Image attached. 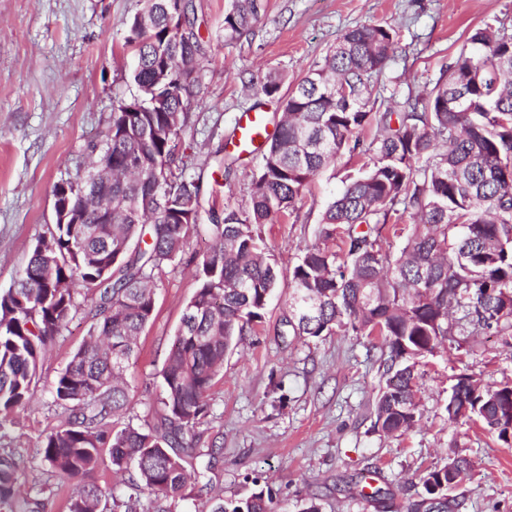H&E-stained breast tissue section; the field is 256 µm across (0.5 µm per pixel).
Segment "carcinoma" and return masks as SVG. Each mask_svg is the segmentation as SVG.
Masks as SVG:
<instances>
[{
	"label": "carcinoma",
	"mask_w": 512,
	"mask_h": 512,
	"mask_svg": "<svg viewBox=\"0 0 512 512\" xmlns=\"http://www.w3.org/2000/svg\"><path fill=\"white\" fill-rule=\"evenodd\" d=\"M126 45L138 95L112 112L95 162L112 166V223H99L91 203L84 223L56 224L40 237L14 287L0 293V434L24 406L39 364L77 309L94 301L97 339L72 355L54 381L63 424L43 434L39 454L47 478H78L82 490L68 512H174L185 499L186 458L195 455L207 423V397L246 328L262 321L278 282L261 228L294 212L309 181L344 153L362 154V132L379 131L368 170L350 178L327 206L318 241L292 272L288 327L295 336L335 333L380 336L388 347L386 379L374 427L413 430L420 420L414 387L420 360L443 344L461 351L485 330L512 337V33L490 25L467 38L446 80L399 110L367 106L374 75L396 46V31L352 28L324 65L284 101L282 119L256 151L250 206L211 210L199 223L200 179L185 176L193 161L179 151L185 103L198 88L182 67L199 63L202 41L190 0H147ZM256 0H232L224 37L234 40L261 18ZM362 97L344 111L341 86ZM406 239L400 252L383 247L384 230ZM206 233L212 249L197 263L199 287L186 303L161 371L164 397L142 423L115 417L130 405L124 377L155 310V271L184 251L190 233ZM448 420L479 421L509 443L512 384L485 388L458 379ZM134 468L128 491L103 493L95 475ZM23 457L0 455V507L45 512L41 495L19 497ZM472 478L468 459L423 478L425 495L406 512H447L444 488ZM207 512H272L259 492Z\"/></svg>",
	"instance_id": "cac0c4a2"
}]
</instances>
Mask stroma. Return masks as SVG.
Returning <instances> with one entry per match:
<instances>
[{
    "instance_id": "stroma-1",
    "label": "stroma",
    "mask_w": 512,
    "mask_h": 512,
    "mask_svg": "<svg viewBox=\"0 0 512 512\" xmlns=\"http://www.w3.org/2000/svg\"><path fill=\"white\" fill-rule=\"evenodd\" d=\"M228 4L192 0L203 55L181 140L195 155L187 174L201 178L206 212L248 207L258 155L235 161L218 179L207 161L252 106L276 125L282 107L261 90L267 73L280 75L282 89L292 88L348 29L387 23L397 32L396 50L369 97L393 108L445 79L473 29L489 24L512 33V0H263L257 26L228 41ZM144 7L145 0H0V293L54 224L56 185L82 169L114 107L136 95L125 37ZM362 162L342 155L310 181L291 217L264 225L279 285L263 322L246 329L209 392V425L198 448L222 450L206 475L211 490L199 492L189 482L190 497L178 512H201L213 494L234 502L258 490L271 493L274 512H301L310 501L321 512H405L407 498L423 494L425 474L453 453L472 461L474 476L450 492L448 512H512V444L480 425L449 423L447 410L460 376L488 386L512 383V347L503 337L485 332L469 338L464 354L441 350L424 358L417 380L421 420L412 431L387 435L374 426L388 357L383 339L299 338L288 331L293 267L316 242L321 215L346 175L357 174ZM210 246L205 235H190L183 253L155 277L154 317L125 376L130 418H144L163 395L160 372L198 286L194 260ZM94 314L93 301L80 298L39 366L29 403L0 442V450L28 455L20 493L39 490L36 445L63 419L52 386L88 339ZM366 481L380 488L379 496L361 495Z\"/></svg>"
}]
</instances>
